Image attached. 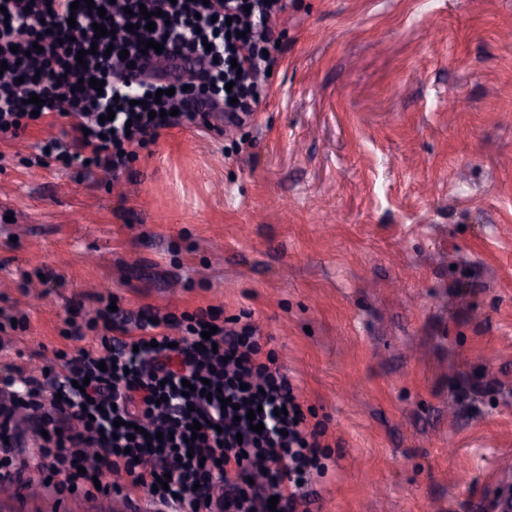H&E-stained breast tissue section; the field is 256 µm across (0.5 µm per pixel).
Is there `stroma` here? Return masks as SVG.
<instances>
[{
  "label": "stroma",
  "mask_w": 512,
  "mask_h": 512,
  "mask_svg": "<svg viewBox=\"0 0 512 512\" xmlns=\"http://www.w3.org/2000/svg\"><path fill=\"white\" fill-rule=\"evenodd\" d=\"M242 126L163 131L119 175L0 141V366L37 377L101 298L250 314L325 429L299 512L512 499V0H288ZM0 512H103L13 466Z\"/></svg>",
  "instance_id": "obj_1"
}]
</instances>
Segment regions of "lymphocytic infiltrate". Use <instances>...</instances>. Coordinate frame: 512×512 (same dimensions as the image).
Instances as JSON below:
<instances>
[{
	"instance_id": "obj_1",
	"label": "lymphocytic infiltrate",
	"mask_w": 512,
	"mask_h": 512,
	"mask_svg": "<svg viewBox=\"0 0 512 512\" xmlns=\"http://www.w3.org/2000/svg\"><path fill=\"white\" fill-rule=\"evenodd\" d=\"M71 3L0 0V62L10 73L0 81V138L16 140L31 123L52 127L66 119L60 135L44 142L61 170L119 171L163 130L203 112L239 125L267 98L274 24L288 0ZM99 21L108 31L102 38L93 29ZM148 40L162 52L143 50ZM93 78L103 87L92 96L78 82ZM33 95L42 107L30 103ZM207 324L216 332L206 339ZM137 328L132 336L113 321V337L79 349L62 371L26 378L15 404L41 433L40 466L89 498L95 478L125 476L113 493H147L157 512H196L214 495L224 512H266L273 496L276 512H297L303 488L327 469L323 431L301 414L274 353H263L257 327L225 330L211 310L200 309ZM185 381L193 387L186 396ZM254 420L262 432L251 430ZM161 477L163 489L156 486Z\"/></svg>"
}]
</instances>
